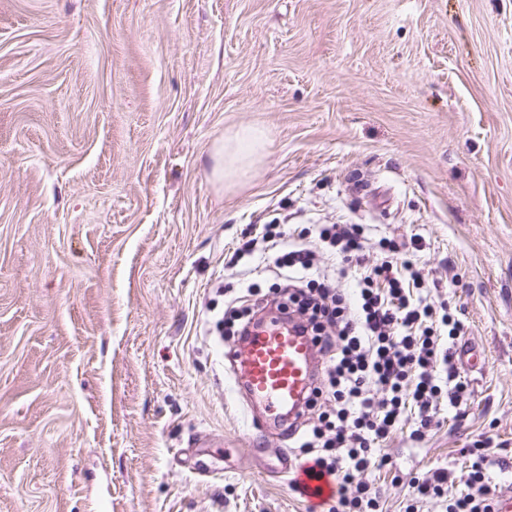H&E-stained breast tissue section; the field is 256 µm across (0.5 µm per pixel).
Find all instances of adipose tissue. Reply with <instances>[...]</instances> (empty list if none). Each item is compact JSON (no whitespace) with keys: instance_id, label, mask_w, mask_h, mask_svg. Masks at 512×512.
I'll return each mask as SVG.
<instances>
[{"instance_id":"ef3b65f1","label":"adipose tissue","mask_w":512,"mask_h":512,"mask_svg":"<svg viewBox=\"0 0 512 512\" xmlns=\"http://www.w3.org/2000/svg\"><path fill=\"white\" fill-rule=\"evenodd\" d=\"M266 133L255 127H242L224 140L214 143L209 152V176L216 184L239 180L261 159Z\"/></svg>"}]
</instances>
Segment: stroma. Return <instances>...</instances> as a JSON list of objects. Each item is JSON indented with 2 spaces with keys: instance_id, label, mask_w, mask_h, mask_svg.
Masks as SVG:
<instances>
[{
  "instance_id": "1",
  "label": "stroma",
  "mask_w": 512,
  "mask_h": 512,
  "mask_svg": "<svg viewBox=\"0 0 512 512\" xmlns=\"http://www.w3.org/2000/svg\"><path fill=\"white\" fill-rule=\"evenodd\" d=\"M336 222L418 236L466 328L469 399L388 440L386 512L478 440L512 464V0H0V512H309L224 331L275 276L227 261ZM265 146V131L255 127H241L214 143L209 152L211 180L223 186L243 178L261 159Z\"/></svg>"
}]
</instances>
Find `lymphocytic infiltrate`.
Returning <instances> with one entry per match:
<instances>
[{"instance_id": "lymphocytic-infiltrate-1", "label": "lymphocytic infiltrate", "mask_w": 512, "mask_h": 512, "mask_svg": "<svg viewBox=\"0 0 512 512\" xmlns=\"http://www.w3.org/2000/svg\"><path fill=\"white\" fill-rule=\"evenodd\" d=\"M320 251L305 233L284 238L277 225H263L260 238H242L234 261L262 251L283 282L280 313L297 315L323 356L312 405L316 423L298 435V462H313L332 477L336 493L329 512H383L381 493L369 474L389 468L385 443L409 429L424 440L442 406L461 408L468 396L455 363L463 323L426 285L416 252L394 240L381 241V262L364 255L361 224H322ZM353 282V293L340 281ZM506 461L479 449L470 462L465 488L450 493L448 469L414 477L404 512L431 501L443 512H494L492 468Z\"/></svg>"}]
</instances>
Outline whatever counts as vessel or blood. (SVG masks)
<instances>
[{
	"label": "vessel or blood",
	"instance_id": "b4317fda",
	"mask_svg": "<svg viewBox=\"0 0 512 512\" xmlns=\"http://www.w3.org/2000/svg\"><path fill=\"white\" fill-rule=\"evenodd\" d=\"M315 344L298 322L275 317L259 319L239 344L234 380L249 409H262L257 430L288 434L303 415L316 380Z\"/></svg>",
	"mask_w": 512,
	"mask_h": 512
}]
</instances>
